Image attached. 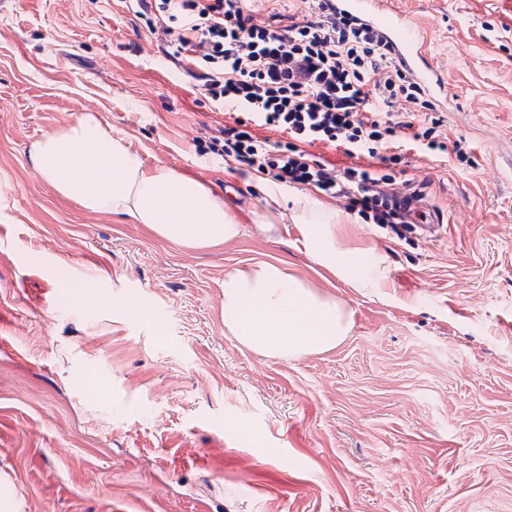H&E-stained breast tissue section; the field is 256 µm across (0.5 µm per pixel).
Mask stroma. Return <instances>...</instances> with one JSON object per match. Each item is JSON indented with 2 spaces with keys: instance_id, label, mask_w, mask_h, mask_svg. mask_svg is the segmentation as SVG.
Wrapping results in <instances>:
<instances>
[{
  "instance_id": "obj_1",
  "label": "stroma",
  "mask_w": 512,
  "mask_h": 512,
  "mask_svg": "<svg viewBox=\"0 0 512 512\" xmlns=\"http://www.w3.org/2000/svg\"><path fill=\"white\" fill-rule=\"evenodd\" d=\"M382 8L419 33L473 163L407 157L439 239L320 199L337 249L378 265L358 288L264 175L196 154L224 116L126 0H0V512H512V0ZM87 113L145 167L235 182L241 234L186 247L60 195L32 146ZM258 261L341 302L346 339L289 359L240 344L224 277Z\"/></svg>"
}]
</instances>
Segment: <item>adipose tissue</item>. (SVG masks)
I'll list each match as a JSON object with an SVG mask.
<instances>
[{
    "instance_id": "obj_1",
    "label": "adipose tissue",
    "mask_w": 512,
    "mask_h": 512,
    "mask_svg": "<svg viewBox=\"0 0 512 512\" xmlns=\"http://www.w3.org/2000/svg\"><path fill=\"white\" fill-rule=\"evenodd\" d=\"M32 161L61 195L83 208L126 215L151 225L164 238L203 247L236 238L241 228L223 199L184 174L165 167L145 168L92 114L38 141ZM271 199L291 197L305 240L319 262L358 288L375 285L374 265L354 266L336 248L334 215L287 187L267 189ZM224 326L247 348L279 358L335 348L348 335L352 319L335 297L309 288L287 268L253 263L224 278Z\"/></svg>"
}]
</instances>
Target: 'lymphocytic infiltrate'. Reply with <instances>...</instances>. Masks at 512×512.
Wrapping results in <instances>:
<instances>
[{
    "mask_svg": "<svg viewBox=\"0 0 512 512\" xmlns=\"http://www.w3.org/2000/svg\"><path fill=\"white\" fill-rule=\"evenodd\" d=\"M301 14L268 17L245 0H129V9L229 124L197 140L199 155L231 158L275 185L343 202L358 223L403 239L415 233L411 200L429 180L399 175L406 152L453 156L471 147L445 132L431 96L383 37L338 16L335 0H303ZM279 133L259 138L257 129ZM342 152L336 164L315 146Z\"/></svg>",
    "mask_w": 512,
    "mask_h": 512,
    "instance_id": "f902f5d3",
    "label": "lymphocytic infiltrate"
}]
</instances>
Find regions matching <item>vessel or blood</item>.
<instances>
[{"label": "vessel or blood", "instance_id": "1", "mask_svg": "<svg viewBox=\"0 0 512 512\" xmlns=\"http://www.w3.org/2000/svg\"><path fill=\"white\" fill-rule=\"evenodd\" d=\"M339 15L355 16L364 23L378 28L389 42L394 56L403 67L438 100H445L448 92L441 78L423 50L420 36L401 16L386 14L379 7V0H336ZM411 219L423 236L434 238L442 226L428 205L411 204Z\"/></svg>", "mask_w": 512, "mask_h": 512}]
</instances>
